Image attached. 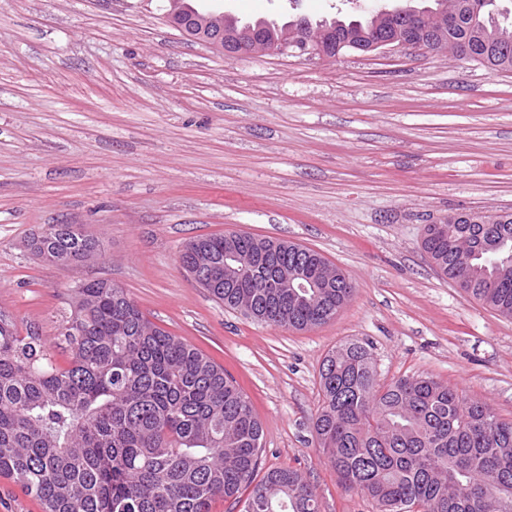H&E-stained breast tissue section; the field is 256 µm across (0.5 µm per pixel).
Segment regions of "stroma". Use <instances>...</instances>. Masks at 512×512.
I'll return each instance as SVG.
<instances>
[{"label":"stroma","mask_w":512,"mask_h":512,"mask_svg":"<svg viewBox=\"0 0 512 512\" xmlns=\"http://www.w3.org/2000/svg\"><path fill=\"white\" fill-rule=\"evenodd\" d=\"M376 2L208 0L280 22ZM164 4L0 0V309L50 340L72 287L111 280L250 396L262 468L298 469L321 512H372L313 433L331 349L368 344L380 383L430 375L512 418V320L421 247L448 215L512 212V71L424 50L231 57L173 28ZM63 221L103 256L34 259L26 241ZM230 231L320 252L349 302L301 331L224 307L178 255Z\"/></svg>","instance_id":"1"}]
</instances>
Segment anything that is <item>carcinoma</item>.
<instances>
[{"instance_id":"1","label":"carcinoma","mask_w":512,"mask_h":512,"mask_svg":"<svg viewBox=\"0 0 512 512\" xmlns=\"http://www.w3.org/2000/svg\"><path fill=\"white\" fill-rule=\"evenodd\" d=\"M457 25L440 48L492 70H512V11L450 0ZM335 18L350 37L376 26ZM378 27V26H376ZM384 31V26L378 27ZM425 227L422 247L469 296L512 319V212L457 213ZM99 242L48 225L36 249L58 260ZM182 263L231 309L270 327L304 330L336 316L353 289L317 251L243 235L197 238ZM320 284L285 287L288 272ZM57 346L21 334L0 310V476L43 512H211L218 498L243 512H320L292 467L257 478L263 429L247 393L198 348L153 325L123 288L89 281L71 290ZM313 424L340 485L373 512H512V420L428 375L386 386L367 344L345 342L320 370Z\"/></svg>"}]
</instances>
